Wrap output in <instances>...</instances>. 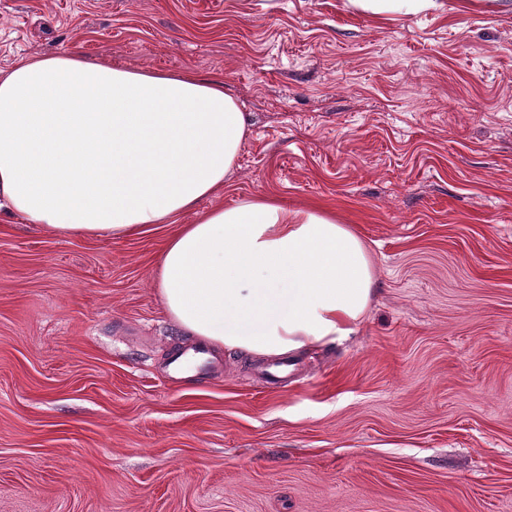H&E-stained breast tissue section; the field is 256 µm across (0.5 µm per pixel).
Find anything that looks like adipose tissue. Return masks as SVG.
Returning <instances> with one entry per match:
<instances>
[{"label":"adipose tissue","instance_id":"adipose-tissue-1","mask_svg":"<svg viewBox=\"0 0 512 512\" xmlns=\"http://www.w3.org/2000/svg\"><path fill=\"white\" fill-rule=\"evenodd\" d=\"M374 16L445 0H349ZM249 126L222 82L190 72L24 58L0 75V213L62 238L174 225L157 262L165 313L218 349L285 354L352 331L373 294L365 242L322 208L253 197L179 224L222 187Z\"/></svg>","mask_w":512,"mask_h":512}]
</instances>
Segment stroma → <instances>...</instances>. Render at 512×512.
<instances>
[{"mask_svg":"<svg viewBox=\"0 0 512 512\" xmlns=\"http://www.w3.org/2000/svg\"><path fill=\"white\" fill-rule=\"evenodd\" d=\"M0 0V73L74 51L223 81L250 134L196 212L273 196L368 245L370 305L270 388L164 313L169 226L0 217V512H512V11Z\"/></svg>","mask_w":512,"mask_h":512,"instance_id":"obj_1","label":"stroma"}]
</instances>
